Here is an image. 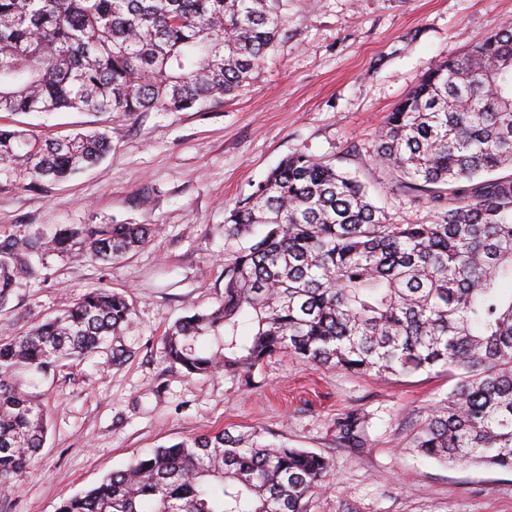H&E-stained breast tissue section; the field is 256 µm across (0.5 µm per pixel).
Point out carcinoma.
<instances>
[{"label": "carcinoma", "instance_id": "cac0c4a2", "mask_svg": "<svg viewBox=\"0 0 512 512\" xmlns=\"http://www.w3.org/2000/svg\"><path fill=\"white\" fill-rule=\"evenodd\" d=\"M279 0H0V112L131 116L235 95L280 34ZM99 130L43 139L0 129V174L60 181L109 150ZM376 159L392 185L430 197V224H395L349 172L306 151L283 159L225 214L232 237L263 234L225 267L224 296L175 322L163 355L189 376L244 386L275 355L360 375L435 369L455 384L413 447L439 462L512 471V24L430 68L387 113ZM153 224H88L0 241V307L34 257L112 265ZM122 293L102 288L25 331L0 329V489L32 467L46 414L16 386L64 358L130 357ZM208 338L210 349L198 347ZM354 414L336 421L356 440ZM331 464L256 431L154 448L56 512H307Z\"/></svg>", "mask_w": 512, "mask_h": 512}]
</instances>
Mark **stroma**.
<instances>
[{
    "label": "stroma",
    "instance_id": "obj_1",
    "mask_svg": "<svg viewBox=\"0 0 512 512\" xmlns=\"http://www.w3.org/2000/svg\"><path fill=\"white\" fill-rule=\"evenodd\" d=\"M279 15L266 67L205 109L0 112V125L44 138L101 129L112 144L62 182L1 174L0 239L112 219L159 227L109 269L44 256L41 276L21 278L0 307V323L19 329L93 288L125 293L133 306L123 365L104 349L37 382L20 378L46 412L47 433L33 467L0 490V512H55L152 448L224 429H256L328 457L333 469L308 512H512V471L443 465L410 447L421 412L452 387L446 373L376 378L275 356L243 390L220 373L186 376L163 356L168 327L216 306L225 264L249 244L225 235V213L282 158L304 150L357 175L393 223L434 220L427 198L386 188L376 137L436 62L512 22V0H280ZM347 413L364 422L351 448L336 437Z\"/></svg>",
    "mask_w": 512,
    "mask_h": 512
}]
</instances>
